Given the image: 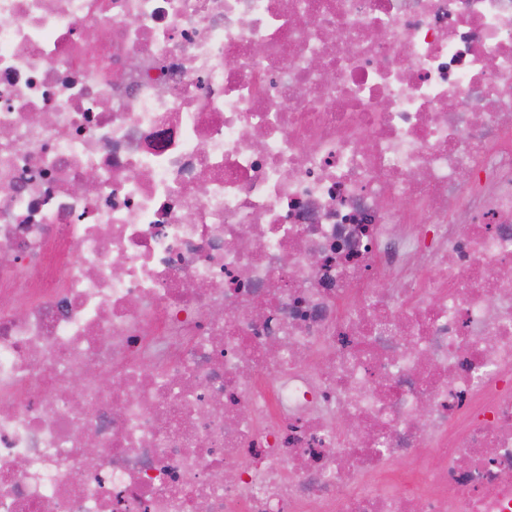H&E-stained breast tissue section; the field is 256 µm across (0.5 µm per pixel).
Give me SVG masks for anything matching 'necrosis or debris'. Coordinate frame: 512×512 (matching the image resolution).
<instances>
[{
    "label": "necrosis or debris",
    "instance_id": "4bbe7bcc",
    "mask_svg": "<svg viewBox=\"0 0 512 512\" xmlns=\"http://www.w3.org/2000/svg\"><path fill=\"white\" fill-rule=\"evenodd\" d=\"M505 266L512 0H0V512H512Z\"/></svg>",
    "mask_w": 512,
    "mask_h": 512
}]
</instances>
